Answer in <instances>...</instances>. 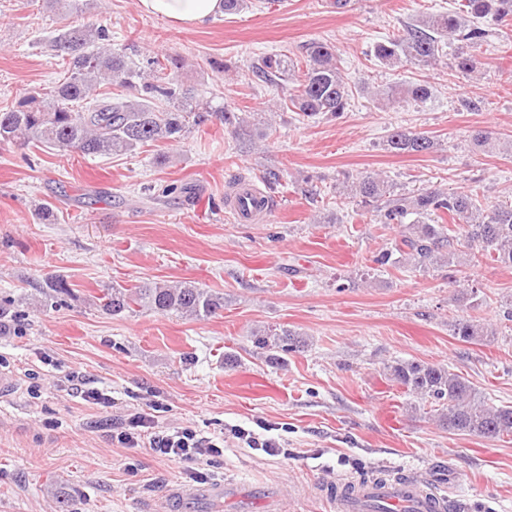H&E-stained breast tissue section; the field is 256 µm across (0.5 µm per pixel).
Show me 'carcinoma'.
Listing matches in <instances>:
<instances>
[{
    "mask_svg": "<svg viewBox=\"0 0 512 512\" xmlns=\"http://www.w3.org/2000/svg\"><path fill=\"white\" fill-rule=\"evenodd\" d=\"M491 18L512 26V0H461L454 12H431L406 25L374 48L384 66H429L443 46L459 41L469 48L456 56V67L466 73L481 72L479 55L486 30L479 21ZM109 41L106 28L94 23L74 24L61 17V25L45 42L53 55L66 61L65 75L50 90H33L11 107L0 110V145H23L35 139L83 157L122 155L155 142H176L191 128L220 120L238 131L245 118L231 106H213L196 98L179 81L177 58L158 56L135 62L124 52L103 48ZM255 77L266 84H290L288 102L300 115L336 117L345 112L352 86L336 62L335 49L323 42L307 45L303 62L279 54L263 57L254 67ZM105 82L133 89L136 99L117 94L98 98L94 91ZM164 101L169 108L157 109ZM387 150L401 155H427L436 140L407 128H395L386 140ZM358 205L375 213L380 224H403L405 229L394 250L382 251L376 262L386 265L393 253L415 269L431 266H471L476 254L461 260L460 247L477 248L481 255L512 267V203L480 204L473 195L424 189L412 196L394 193L381 174L367 172L347 184ZM414 216L406 222L408 216ZM436 223H430V220ZM457 226L451 234L447 225ZM103 308L119 315L147 308L209 318L224 310V298L194 285L160 287L152 284L111 288L102 295ZM452 334L468 343L493 338L488 329L470 320L452 324ZM254 343L269 352H292L305 345L294 331L255 334ZM391 379L424 398L439 425L450 433L484 438L512 435V406L486 403L472 384L453 370L413 360H396L386 366Z\"/></svg>",
    "mask_w": 512,
    "mask_h": 512,
    "instance_id": "1",
    "label": "carcinoma"
}]
</instances>
